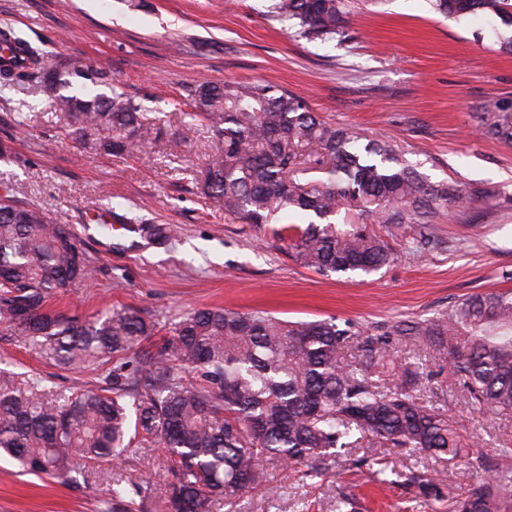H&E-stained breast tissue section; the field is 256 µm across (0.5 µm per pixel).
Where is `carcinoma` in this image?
Here are the masks:
<instances>
[{
	"label": "carcinoma",
	"instance_id": "carcinoma-1",
	"mask_svg": "<svg viewBox=\"0 0 512 512\" xmlns=\"http://www.w3.org/2000/svg\"><path fill=\"white\" fill-rule=\"evenodd\" d=\"M431 12L461 22L474 15L512 27V0H427ZM266 15L321 41L342 33L353 0H268ZM28 82L54 90L72 121L70 134L112 155L152 140L142 107L100 92L99 74L71 63L44 65L40 49L0 30V85ZM190 126L222 144L202 174L201 193L240 224L270 228L288 241L301 266L324 276H369L395 260L372 225L389 233L417 225L407 253L430 248L427 225L484 188L431 181L391 141L329 124L306 99L265 83L199 84L190 90ZM483 135L512 144V97L480 108ZM324 170L319 180L303 175ZM141 235L166 242L167 224L131 218ZM90 274L71 229L41 208L0 193V326L61 368L105 373L95 389L46 390L36 376L0 370V455L27 474L76 482L99 463L123 460L156 443L169 454L163 477L168 512H219L264 479V463L318 478L340 458L359 468L373 459L352 453L368 444L442 458L467 478L450 495L442 476L401 474L424 499L448 512H503L512 472L474 455L444 408L414 394L420 372L404 370L389 386L383 337L356 345V332L336 319L288 321L268 312L201 309L172 324L161 343L131 360L162 327L132 307L92 318L54 312L49 302ZM394 333L424 342L450 365L471 401L512 415V293L472 296L433 319ZM155 498L148 478L130 487L112 480L104 512H142Z\"/></svg>",
	"mask_w": 512,
	"mask_h": 512
}]
</instances>
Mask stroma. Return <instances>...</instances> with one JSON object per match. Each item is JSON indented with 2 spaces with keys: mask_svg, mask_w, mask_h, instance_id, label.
I'll return each mask as SVG.
<instances>
[{
  "mask_svg": "<svg viewBox=\"0 0 512 512\" xmlns=\"http://www.w3.org/2000/svg\"><path fill=\"white\" fill-rule=\"evenodd\" d=\"M264 0H0L8 26L39 47L48 67L65 60L106 73L142 106L158 140L129 156L76 143L69 118L43 87L0 88V186L78 231L93 276L51 306L68 316L134 307L160 324L224 307L262 309L285 320L336 318L361 338L412 323L481 293L512 291V146L476 134L490 96H512V55L493 24L459 23L430 12L426 0H386L350 14L329 41L301 36L262 13ZM262 81L303 95L326 121L376 140L397 139L431 180L492 189L430 225L436 243L422 259L405 251L410 232L389 237L397 253L371 276L326 277L301 267L269 230L225 219L198 191L218 153L206 128L185 131L174 106L190 86ZM140 216L174 227L170 243L137 232L106 234ZM397 369L420 368L417 395L449 406L463 434L499 468L512 470V415H489L468 401L448 366L425 344L392 337ZM0 368L37 375L52 389L93 387L99 374L54 366L0 328ZM381 468L336 467L324 477L267 465L269 487L252 491L240 512H332L347 493L359 512H447L417 499L392 474L423 467L417 454L375 449ZM166 454L140 448L118 466L90 472L87 487L19 474L0 459V512H103L113 479L162 476Z\"/></svg>",
  "mask_w": 512,
  "mask_h": 512,
  "instance_id": "1",
  "label": "stroma"
}]
</instances>
